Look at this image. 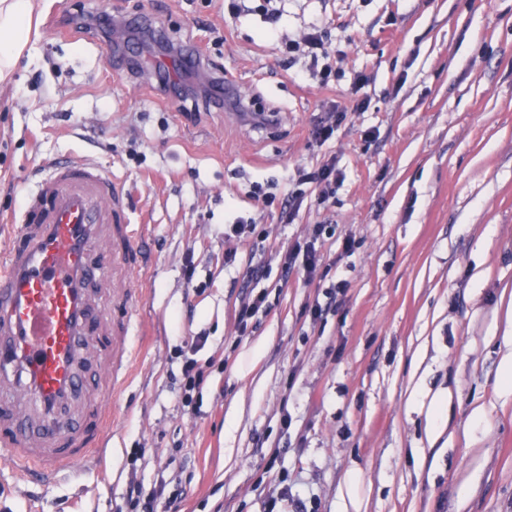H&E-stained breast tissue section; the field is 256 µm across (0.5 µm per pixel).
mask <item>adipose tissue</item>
Wrapping results in <instances>:
<instances>
[{
	"label": "adipose tissue",
	"mask_w": 512,
	"mask_h": 512,
	"mask_svg": "<svg viewBox=\"0 0 512 512\" xmlns=\"http://www.w3.org/2000/svg\"><path fill=\"white\" fill-rule=\"evenodd\" d=\"M38 14L37 0H0V86L13 81Z\"/></svg>",
	"instance_id": "adipose-tissue-1"
}]
</instances>
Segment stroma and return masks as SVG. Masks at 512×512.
I'll return each mask as SVG.
<instances>
[{
	"label": "stroma",
	"instance_id": "1",
	"mask_svg": "<svg viewBox=\"0 0 512 512\" xmlns=\"http://www.w3.org/2000/svg\"><path fill=\"white\" fill-rule=\"evenodd\" d=\"M251 4L233 16L225 0H41L0 89V214L23 210L47 166L96 159L147 227L143 307L102 459L45 487L4 479L0 512H128L133 483L164 488L170 512H267L285 492L343 512L351 481L359 512H512V0ZM262 4L281 13L277 38ZM82 12L121 25L63 26ZM312 24L340 72L326 87L284 46ZM197 50L200 66L176 73L184 98L146 77ZM228 79L276 124L236 117L214 89ZM330 100L350 112L319 145ZM331 157L334 206L309 194L281 223L297 168ZM257 183L266 200L250 197ZM239 220L254 232L225 239ZM317 224L347 287L314 320L326 282L283 263ZM251 290L268 310L242 336ZM189 358L204 381L186 407Z\"/></svg>",
	"mask_w": 512,
	"mask_h": 512
}]
</instances>
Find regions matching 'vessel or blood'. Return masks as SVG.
Here are the masks:
<instances>
[{
    "instance_id": "vessel-or-blood-1",
    "label": "vessel or blood",
    "mask_w": 512,
    "mask_h": 512,
    "mask_svg": "<svg viewBox=\"0 0 512 512\" xmlns=\"http://www.w3.org/2000/svg\"><path fill=\"white\" fill-rule=\"evenodd\" d=\"M144 234L94 161L49 166L28 195L0 252V453L16 478L50 481L103 448L111 416L91 404L79 367L96 355L100 394L121 391L134 362Z\"/></svg>"
}]
</instances>
